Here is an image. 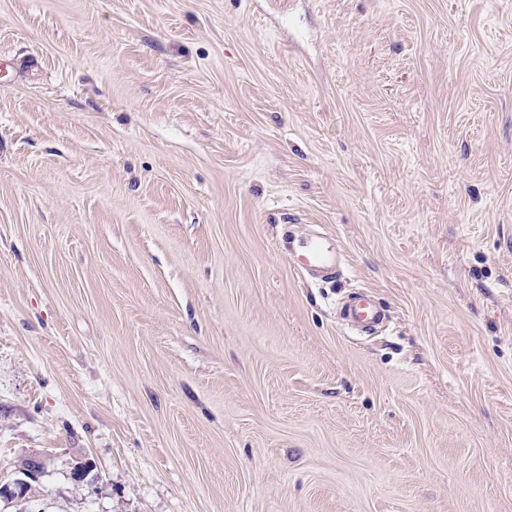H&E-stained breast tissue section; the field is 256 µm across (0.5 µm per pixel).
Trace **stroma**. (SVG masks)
Wrapping results in <instances>:
<instances>
[{
    "label": "stroma",
    "mask_w": 512,
    "mask_h": 512,
    "mask_svg": "<svg viewBox=\"0 0 512 512\" xmlns=\"http://www.w3.org/2000/svg\"><path fill=\"white\" fill-rule=\"evenodd\" d=\"M0 60V512H512V0H0ZM297 267L307 279L334 281L340 275L338 253L328 237L318 236L310 240L296 256ZM344 315L348 320L363 324L368 330L380 325L385 316L367 295H360V299L345 306Z\"/></svg>",
    "instance_id": "35a3bbf8"
}]
</instances>
